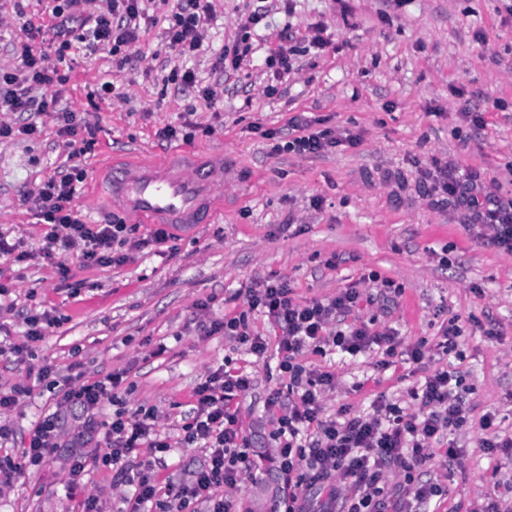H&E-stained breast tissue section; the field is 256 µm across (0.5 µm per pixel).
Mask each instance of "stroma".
Listing matches in <instances>:
<instances>
[{"label":"stroma","instance_id":"obj_1","mask_svg":"<svg viewBox=\"0 0 512 512\" xmlns=\"http://www.w3.org/2000/svg\"><path fill=\"white\" fill-rule=\"evenodd\" d=\"M214 19L202 47L190 59L169 53L161 39L167 0H150L140 54L123 70L112 66L109 47L89 50L73 41L66 84L46 88L58 108L81 113L96 143L82 165L87 176L107 157L156 158L172 151L201 154L224 149V198L205 224L176 228L162 250L123 246L122 264L68 266L74 291L61 287L54 266L38 254L46 231L28 197L67 159L56 135L54 113L38 117L40 136L0 143V230L19 242L28 259L0 264V391L21 374L10 349L28 345V364H51L55 380L81 363L86 379L120 372L119 399L105 403L100 419L118 409L155 412L157 425L176 447L156 468L161 483L189 479L204 460L201 448L182 442L193 392L219 365L251 371L254 386L238 398L244 433L258 470L234 493L241 512H273L284 484L272 459L274 423L263 404L271 390L286 388L278 368L275 330L259 311H247L244 290L269 276L288 279L296 301L336 296L351 284L376 293L377 278L400 288L387 300L360 303L355 320L376 331L397 329L404 343L424 340L432 349L419 371L375 367V352L350 357L307 354L311 367L336 376L324 413L343 407L372 414L378 396L412 408L410 390L437 369L455 367L473 405L455 432L464 453L442 467L448 499L440 512H483L500 501L512 512V459L489 479L490 460L479 446L476 424L498 412L512 434V255L484 244L479 228L449 197L428 192L418 166L432 159L460 177L512 199V0H293L290 13L251 33L253 54L240 69L219 75L214 54L240 37V25L262 0H211ZM53 0H0V69L16 65L13 47L26 22H40ZM329 45L309 42L316 24ZM296 49L288 76L275 77L265 59L280 40ZM191 68L196 87L168 82L172 69ZM111 82L109 102L92 105L90 92ZM218 92L214 107L198 87ZM276 94H267L268 86ZM482 116L473 124L470 113ZM319 120L337 133L359 137L319 154L274 151L288 141L296 115ZM191 120L213 127L189 141L165 142L156 132ZM49 312L59 320L52 335L29 342L26 318ZM246 313L252 334L266 337L264 358L236 340L203 335L202 323ZM463 336L456 352L434 346L449 317ZM164 353H157V346ZM32 394L6 415L14 438L0 445V459L20 460L28 430L54 403L46 382L30 379ZM68 451L58 449L40 467L28 468L0 492V512H80L84 497L98 498L101 512H122L112 471L90 467L81 488L68 485Z\"/></svg>","mask_w":512,"mask_h":512}]
</instances>
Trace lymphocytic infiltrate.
<instances>
[{"label":"lymphocytic infiltrate","instance_id":"f902f5d3","mask_svg":"<svg viewBox=\"0 0 512 512\" xmlns=\"http://www.w3.org/2000/svg\"><path fill=\"white\" fill-rule=\"evenodd\" d=\"M97 0H56L48 23L27 24L16 49L17 66L0 69V112H52L56 134L68 150L73 164L41 183L34 199L37 215L48 231L40 256L68 277L66 263L77 254L86 267L121 262L114 245L126 244L131 228L120 217L102 224L87 223L75 210L73 200L86 178L76 159L89 153L94 143L80 138L82 120L77 113L61 110L53 98L33 96V88L65 83L60 70L71 48L70 22L74 7L89 9V27L82 38L89 49L110 47L117 67L127 65L137 52L140 20L145 0H107L106 9ZM214 16L210 0H176L167 17L163 42L169 51L190 57L201 48L204 31ZM421 177L432 190L454 197L472 221L484 227V239L497 250L512 254V199L503 201L482 195L473 180L454 177L447 165L433 161ZM247 312L205 324V335L218 333L248 345L252 355L267 350L264 337L249 330L248 311H262L279 328L280 371L287 375L286 389L271 391L264 409L276 422L277 471L286 491L279 499L282 512H312V495L328 490L332 512H412L419 504L434 512L448 496V486L428 477L433 461L458 458L453 435L468 420L472 410L462 394L457 370L439 369L425 376L411 397L417 409L409 411L378 399L372 415L341 408L336 417L324 415L326 395L336 388L333 373L307 366L308 353L331 348L355 357L374 350L377 365L389 369L401 363L419 370L426 356L425 342L403 344L395 330L375 331L366 324L345 325L362 300L359 289H343L325 300L298 302L286 279L255 281L245 292ZM122 374L85 380L83 374L66 379L55 394L51 412L30 430L20 461H0V487L13 485L24 467L44 465L64 447L63 420L72 409L85 417L87 435H102L107 452L104 463L112 468V481L128 488L125 512H186L195 502L207 503L208 512H234L229 494L242 478L256 469L241 410L235 399L252 386L245 368H217L207 373L193 393V407L183 425V442L203 448L205 459L189 481L160 484L155 467L172 450L168 437L157 428L154 414L131 420L116 413L109 421H98L104 402L115 399ZM149 454L140 462L132 456L139 449Z\"/></svg>","mask_w":512,"mask_h":512}]
</instances>
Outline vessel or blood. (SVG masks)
<instances>
[{"label":"vessel or blood","instance_id":"b4317fda","mask_svg":"<svg viewBox=\"0 0 512 512\" xmlns=\"http://www.w3.org/2000/svg\"><path fill=\"white\" fill-rule=\"evenodd\" d=\"M106 180L113 199L132 216L194 227L215 212L217 193L224 187V152L216 150L212 159L190 165L145 158L114 162Z\"/></svg>","mask_w":512,"mask_h":512}]
</instances>
